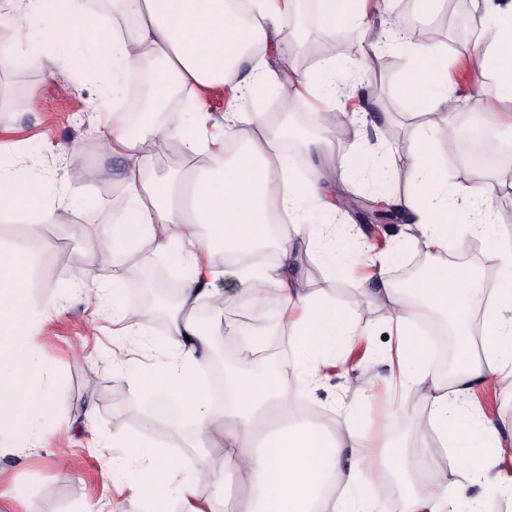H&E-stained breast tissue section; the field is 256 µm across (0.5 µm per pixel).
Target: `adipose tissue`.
<instances>
[{
    "label": "adipose tissue",
    "mask_w": 512,
    "mask_h": 512,
    "mask_svg": "<svg viewBox=\"0 0 512 512\" xmlns=\"http://www.w3.org/2000/svg\"><path fill=\"white\" fill-rule=\"evenodd\" d=\"M475 16L478 30L494 34L472 65L492 78L501 101L512 104V0H484ZM289 0H246L247 13L239 15L235 0H112L111 14L88 12L83 0H0V25L14 30L17 42L0 46V70L15 68L20 59L39 65L46 75L67 66L57 47L66 45L82 28L92 48L88 64L105 79L98 109L111 112L104 134L105 151L127 158L124 179L127 206L119 222L95 216L102 226L104 253H114L137 241L154 251L173 253L186 263L179 315L172 320L167 347L153 353L145 342L137 347L152 354V375L160 385L131 374L130 393L140 401L151 425L178 429L192 422L197 434L212 446L223 448L224 468L236 473L250 488L257 512H389L379 494L382 480L396 478L407 486L401 512H456L457 502L474 487L486 493L512 498V472L501 468L503 437L494 419L474 411L468 399L471 389L489 379H512V240L501 230L505 225L491 201L496 184L482 171H474L468 184L452 183L433 145L455 140L456 126L426 124L416 127L405 150L407 165L394 170V179L407 181L406 193L393 205L406 211L415 229L413 240L424 253L440 256L458 252L474 238L483 239L498 260L499 278L488 295H481L475 275L468 270L437 266L405 288L383 282L376 298L386 307V323L401 338L396 352V374L409 394L418 395L429 409L427 423L417 422L414 409L402 414L415 424L419 436L430 435L447 449L460 477L448 481L438 470L422 471L410 450L383 432L362 431L347 416L328 430L321 421L293 422L284 398V376L267 367L260 355L263 333H253L239 355L238 370L231 380L232 399L225 409L240 420L225 428L212 412L209 385L198 375L218 336L235 335V326L202 328L188 318V311L204 303L219 306L212 284L224 271L217 254L248 253L267 241L276 219L292 221L294 234L280 246L276 264L246 266L240 278L251 296L265 299L266 286H280L289 307L286 327L295 356V369L309 390L328 377L329 356L340 351L347 338L368 333L371 322L358 309L343 310L319 293L306 290L289 278L296 260V242L307 252L323 250L328 263L341 260L363 263L369 277H383L387 257H365L363 251L344 249L329 224H312L301 210L305 201H321L325 193L322 168H315L304 182H296L282 152L287 135L300 139L307 149L328 163L336 157L323 138L309 137L287 123H272L262 112L239 109L246 95L260 93L277 83L281 94L313 96L321 107L316 116L326 123L344 95V77L336 69L333 48L316 71L289 81L279 80L266 54L277 51L280 25L288 15ZM362 0H316L317 14L331 36L349 44L353 59L373 52L362 21ZM391 48L411 61L406 94L414 113L453 111L456 97L448 83V49L427 45L407 29L396 30ZM159 58L162 65L150 74L154 96L167 100L171 87L202 89L230 86L233 95L222 117L210 112L191 113L181 126H167L150 115L132 119L116 103L133 96L128 76L145 57ZM247 125L245 136L230 163H223L230 135ZM171 155L186 152L199 156L201 166L182 179L160 177L153 172L154 152ZM71 193L62 186L56 201H49L43 185L20 177L12 163L0 161V220L9 221L28 212L37 223L53 224L57 211ZM32 261L19 244L0 243V426L14 427L19 437L7 454L21 456L40 447V427L50 419V405L39 383L46 365L35 345L40 321L31 309L28 284ZM482 300L480 330H473L468 308ZM438 313L452 322L457 336L456 369L440 378L428 367L430 345L415 337L412 327L420 316ZM382 449L378 466L359 460L342 463L340 451L359 445ZM127 454L107 461L112 475L123 474L128 457H144L126 491L146 499V512H166L171 488H178L189 512H213L212 502H198L199 483L183 477V464L173 455L132 432L122 438Z\"/></svg>",
    "instance_id": "adipose-tissue-1"
}]
</instances>
